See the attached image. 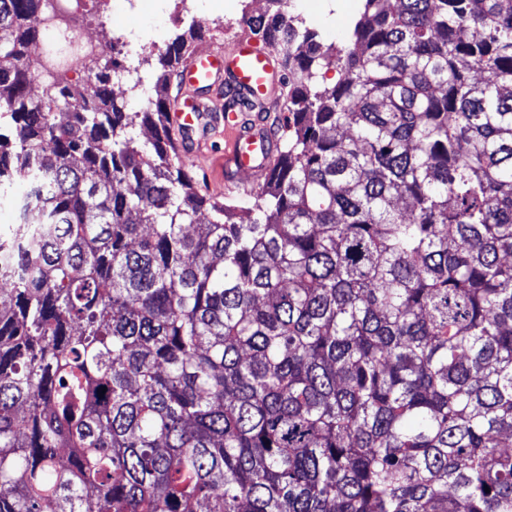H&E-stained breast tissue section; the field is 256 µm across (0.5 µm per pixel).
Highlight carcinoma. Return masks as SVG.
Listing matches in <instances>:
<instances>
[{
  "instance_id": "carcinoma-1",
  "label": "carcinoma",
  "mask_w": 512,
  "mask_h": 512,
  "mask_svg": "<svg viewBox=\"0 0 512 512\" xmlns=\"http://www.w3.org/2000/svg\"><path fill=\"white\" fill-rule=\"evenodd\" d=\"M362 2L247 18L288 116L240 207L169 136L184 37L143 112L33 98L0 0V512H512V0ZM289 13L306 19V25L324 46H340L350 41L360 0H288ZM294 1V7L291 6ZM305 8V9H304Z\"/></svg>"
}]
</instances>
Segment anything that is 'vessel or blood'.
<instances>
[{
  "label": "vessel or blood",
  "mask_w": 512,
  "mask_h": 512,
  "mask_svg": "<svg viewBox=\"0 0 512 512\" xmlns=\"http://www.w3.org/2000/svg\"><path fill=\"white\" fill-rule=\"evenodd\" d=\"M280 57L252 37H239L222 48H202L187 57L179 70V91L171 101V126L182 142L208 129V109L197 96L200 86L225 92L229 99L278 100L282 89ZM224 186L244 187V175L260 183L274 166V137L264 121L246 113L224 112Z\"/></svg>",
  "instance_id": "1"
}]
</instances>
